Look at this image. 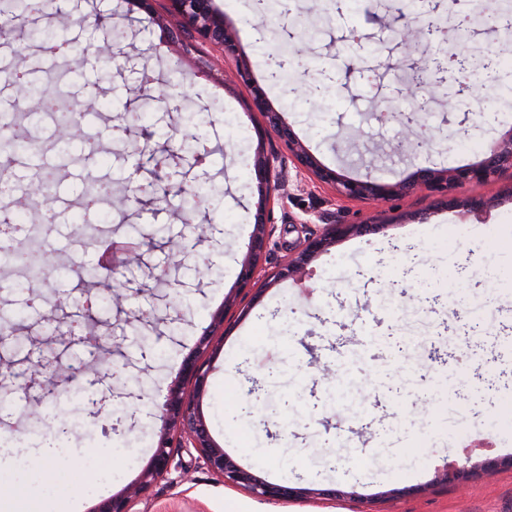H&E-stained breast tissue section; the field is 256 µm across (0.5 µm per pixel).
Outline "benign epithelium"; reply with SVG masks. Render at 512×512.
<instances>
[{
	"instance_id": "obj_1",
	"label": "benign epithelium",
	"mask_w": 512,
	"mask_h": 512,
	"mask_svg": "<svg viewBox=\"0 0 512 512\" xmlns=\"http://www.w3.org/2000/svg\"><path fill=\"white\" fill-rule=\"evenodd\" d=\"M174 10L180 17V27L166 29L167 40H181L182 33L192 31L198 38L224 49V53L234 55L237 52V40L224 21L218 17L213 0H172ZM236 76L244 83L253 85L252 97L247 103L250 111L257 112L263 118L262 129L258 135L269 134L276 137L293 155L298 165L311 173L318 181L332 186L341 197L352 200L383 201L395 195H406L424 188L443 197L456 189L469 185L480 187L491 181L502 171H512V128L487 151L478 163L460 168H421L414 179L387 183L369 176L365 178L345 177L336 170L323 165L304 147L286 122L282 113L274 111L267 100L262 87L254 83L250 64L243 59L237 66ZM253 168L256 179L258 200L254 215L253 231L248 254L241 261L237 275L238 290L244 291L255 285V275L261 255L269 236L265 215L275 197L286 187V181L275 166V157L265 154L263 145H257L254 152ZM378 224H340L326 229L319 235H313L300 243L288 261L273 275V280L304 282L309 275L308 266L319 254L328 251L336 237L354 233L374 231ZM224 312L214 315L210 329L204 331L197 341L195 351L189 353L183 361L182 379L170 385L164 403L159 406V418L162 422L160 437L148 466L143 470L138 482L128 486L124 493L103 499L93 512H131V504L145 494L152 484L165 476L170 469V451L172 433L185 434L192 447L199 453L207 467L224 483L240 487L253 496L268 502H288L301 497L321 496L333 499L336 490H315L291 488L271 483L239 465L224 448L211 437L206 421L197 410L195 399L184 392V383L193 385L196 392L204 390L208 370L200 362L202 354L212 346L217 328L223 325ZM75 375L74 369L60 362L49 350H42L33 379L43 395L40 396L32 411L41 413L45 395L54 394L62 383H70ZM469 469L449 466L441 474V481L451 486L459 497L469 492Z\"/></svg>"
}]
</instances>
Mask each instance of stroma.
Segmentation results:
<instances>
[{
  "mask_svg": "<svg viewBox=\"0 0 512 512\" xmlns=\"http://www.w3.org/2000/svg\"><path fill=\"white\" fill-rule=\"evenodd\" d=\"M236 34L239 56L184 34L182 45L158 41L159 18L170 0L150 11L127 0H44L39 27L65 36L72 47L93 44L94 62L67 57L64 86L81 103L79 131L58 173L54 230L43 248L57 262L44 284L14 285L0 273V315L18 330L0 343V361L13 364L0 377V429L32 431L33 447L62 422L68 468L48 477L38 457L0 469V482L18 488L34 512H93L101 499L134 483L158 440L157 407L213 314L224 304L247 252L253 229L259 113L246 103L251 86L233 78L245 57L255 84L282 112L305 147L339 173L385 182L410 178L423 167L474 164L512 129V50L498 52L512 13L492 0L482 21L446 47L435 30L442 19H464L471 0H214ZM424 29L420 50L407 55L398 31L403 21ZM308 43V76L328 94L288 96L285 80L270 76L273 57ZM484 62L479 81L456 103L431 83L410 89L402 71L420 64L435 71L449 53ZM58 61L38 43L0 36V98L17 95V67L36 74ZM153 70L155 90L172 103L191 102L202 117L196 133L210 149L203 164L192 155L174 159L183 126L177 112L145 106L132 95L133 72ZM413 94L423 105L428 146L393 151L402 127L385 116L392 103ZM126 112L142 120L128 132L112 127ZM265 150L287 182L267 214L271 234L257 273L261 289L241 293L224 332L207 355L208 383L199 408L214 441L241 466L269 482L296 488L338 489L336 499L269 503L224 484L189 444L174 446L168 474L135 501L132 512H512V469L476 478L467 499L437 476L461 461L512 457V173L474 189L464 187L447 204L425 190L383 205L339 197L299 170L276 139ZM185 189L209 174L214 189L185 208L181 197L154 203L150 196L125 205L106 201L104 237L128 246L134 260L108 271L80 240L79 198L86 176L123 193L156 184L167 174ZM494 198L483 219L465 218L460 206L474 194ZM377 219L379 230L337 238L310 265L305 285L265 281L305 237L328 224ZM212 226L207 238L195 227ZM190 250L169 253L170 239ZM205 255L209 264L196 263ZM166 264L165 282L150 279ZM122 309L106 304L113 291ZM97 300L85 312L86 299ZM62 307L70 319L101 336L103 375H77L59 410L29 415L39 387H26L29 349L51 343L62 363L84 356L76 339L55 334L46 316ZM345 371L347 398L319 381L317 368ZM106 394L110 404L92 413L85 394ZM134 421L133 431L113 430Z\"/></svg>",
  "mask_w": 512,
  "mask_h": 512,
  "instance_id": "stroma-1",
  "label": "stroma"
}]
</instances>
